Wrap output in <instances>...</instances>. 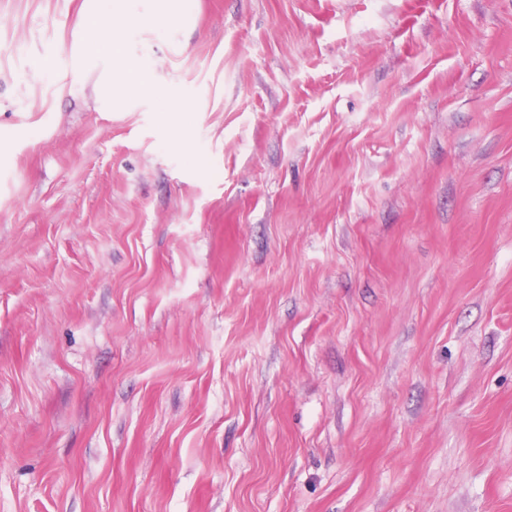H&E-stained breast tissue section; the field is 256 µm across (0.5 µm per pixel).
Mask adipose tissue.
Listing matches in <instances>:
<instances>
[{
    "instance_id": "adipose-tissue-1",
    "label": "adipose tissue",
    "mask_w": 512,
    "mask_h": 512,
    "mask_svg": "<svg viewBox=\"0 0 512 512\" xmlns=\"http://www.w3.org/2000/svg\"><path fill=\"white\" fill-rule=\"evenodd\" d=\"M133 0H83V17L87 27L97 26L101 18L112 21V39L84 40L79 47L82 64L95 72L94 93L102 111L123 108L153 85V73L147 62L131 57L125 45L126 23Z\"/></svg>"
}]
</instances>
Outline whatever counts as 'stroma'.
<instances>
[{
	"label": "stroma",
	"mask_w": 512,
	"mask_h": 512,
	"mask_svg": "<svg viewBox=\"0 0 512 512\" xmlns=\"http://www.w3.org/2000/svg\"><path fill=\"white\" fill-rule=\"evenodd\" d=\"M82 2L0 0V512H512V0H135L110 115Z\"/></svg>",
	"instance_id": "obj_1"
}]
</instances>
